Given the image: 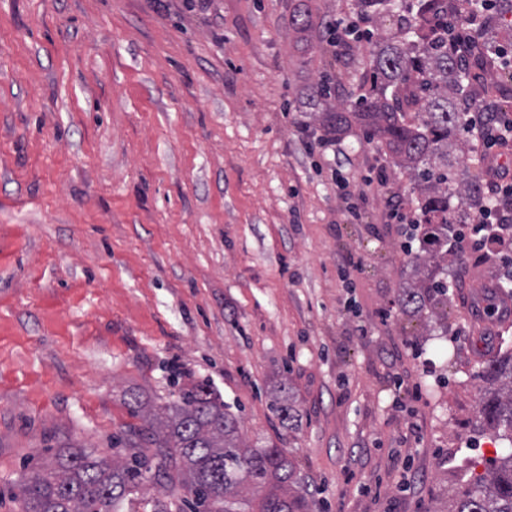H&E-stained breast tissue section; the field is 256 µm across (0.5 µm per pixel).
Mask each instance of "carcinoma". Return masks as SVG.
I'll return each mask as SVG.
<instances>
[{
  "label": "carcinoma",
  "instance_id": "carcinoma-1",
  "mask_svg": "<svg viewBox=\"0 0 512 512\" xmlns=\"http://www.w3.org/2000/svg\"><path fill=\"white\" fill-rule=\"evenodd\" d=\"M356 5L369 22L397 7L404 11L393 39L379 43L366 37L376 76L391 89V97L349 92L326 110L324 121L336 133L354 120L363 123L389 149L393 165L413 181L424 232L421 253L411 255L416 282L402 289L400 304L428 307L436 315L448 305V282L436 269L456 259L448 223L461 224L449 197L477 190V182L456 186L451 177L454 153L467 146L461 137L467 125L461 94L483 79L490 61L476 52L466 61L455 52L449 37L470 27V16L448 12V0H412L410 6L356 0ZM426 16L433 21L429 35L417 24ZM483 381L479 425L512 444V352L489 361ZM147 431L149 454L135 445L125 457L112 459L81 448L59 451L19 484L14 496L21 512H118L125 500L130 512H138L134 494L143 474L153 470L167 483L190 490V512H305V499L292 492L288 450L273 443L246 444L236 418L207 383L183 390L176 405L149 418ZM250 485L268 488L255 511L245 498ZM451 512H512V452L465 481Z\"/></svg>",
  "mask_w": 512,
  "mask_h": 512
}]
</instances>
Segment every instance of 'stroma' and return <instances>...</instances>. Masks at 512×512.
<instances>
[{
  "mask_svg": "<svg viewBox=\"0 0 512 512\" xmlns=\"http://www.w3.org/2000/svg\"><path fill=\"white\" fill-rule=\"evenodd\" d=\"M334 18L354 0H0V512L56 451L145 444L134 402L203 381L287 449L309 512H448L502 455L475 417L512 340L476 312L497 273L404 312L408 174L357 123L346 167L314 144L322 78L372 91Z\"/></svg>",
  "mask_w": 512,
  "mask_h": 512,
  "instance_id": "obj_1",
  "label": "stroma"
}]
</instances>
